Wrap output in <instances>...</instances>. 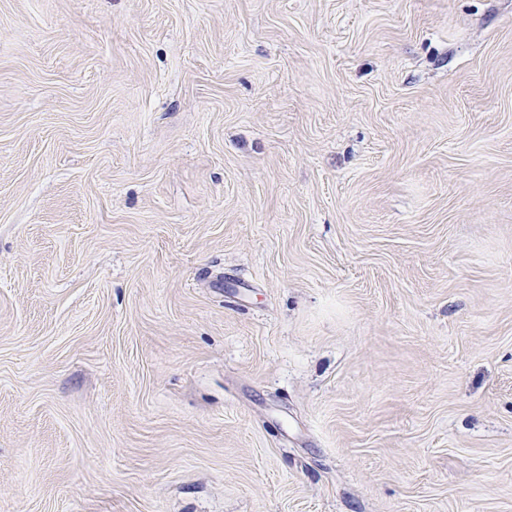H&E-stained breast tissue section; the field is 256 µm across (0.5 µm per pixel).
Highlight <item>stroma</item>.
Masks as SVG:
<instances>
[{
    "label": "stroma",
    "mask_w": 512,
    "mask_h": 512,
    "mask_svg": "<svg viewBox=\"0 0 512 512\" xmlns=\"http://www.w3.org/2000/svg\"><path fill=\"white\" fill-rule=\"evenodd\" d=\"M0 512H512V0H0Z\"/></svg>",
    "instance_id": "obj_1"
}]
</instances>
